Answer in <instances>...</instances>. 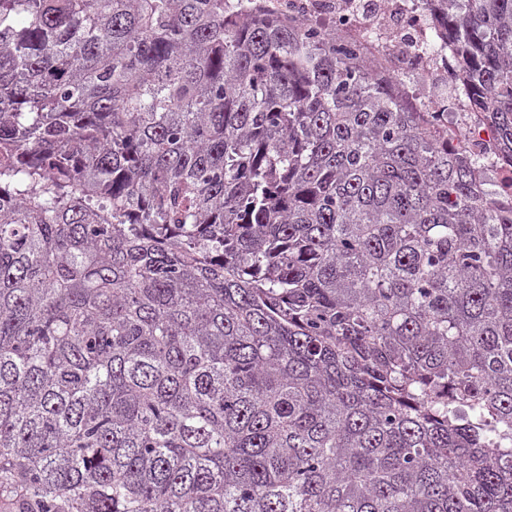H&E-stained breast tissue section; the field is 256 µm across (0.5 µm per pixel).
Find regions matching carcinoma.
Here are the masks:
<instances>
[{
  "label": "carcinoma",
  "mask_w": 512,
  "mask_h": 512,
  "mask_svg": "<svg viewBox=\"0 0 512 512\" xmlns=\"http://www.w3.org/2000/svg\"><path fill=\"white\" fill-rule=\"evenodd\" d=\"M0 512H512V206L264 0H0Z\"/></svg>",
  "instance_id": "carcinoma-1"
}]
</instances>
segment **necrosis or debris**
Returning a JSON list of instances; mask_svg holds the SVG:
<instances>
[{
    "instance_id": "4bbe7bcc",
    "label": "necrosis or debris",
    "mask_w": 512,
    "mask_h": 512,
    "mask_svg": "<svg viewBox=\"0 0 512 512\" xmlns=\"http://www.w3.org/2000/svg\"><path fill=\"white\" fill-rule=\"evenodd\" d=\"M272 10L350 46L372 63V76L436 115L440 134L477 164L498 199L512 203V161L494 128L479 120L460 78L458 57L442 39L424 0H270Z\"/></svg>"
}]
</instances>
